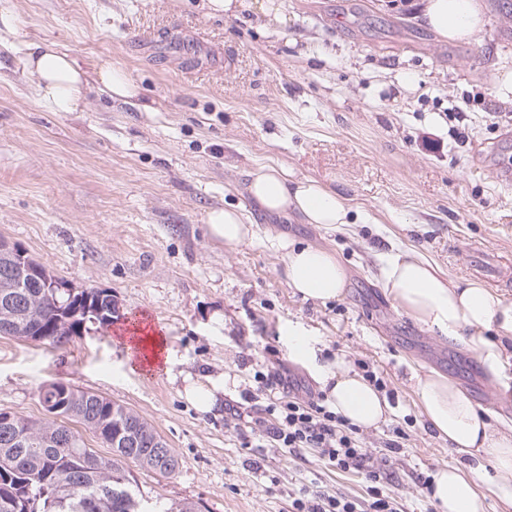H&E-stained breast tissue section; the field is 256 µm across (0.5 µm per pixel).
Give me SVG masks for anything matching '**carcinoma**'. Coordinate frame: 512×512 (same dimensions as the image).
I'll list each match as a JSON object with an SVG mask.
<instances>
[{"label": "carcinoma", "instance_id": "cac0c4a2", "mask_svg": "<svg viewBox=\"0 0 512 512\" xmlns=\"http://www.w3.org/2000/svg\"><path fill=\"white\" fill-rule=\"evenodd\" d=\"M41 292L16 261L0 255V325L9 324L13 335L59 348L92 326L112 325V294L105 289L60 292L38 303ZM38 400L47 413L61 407L65 420L0 410V512H199L194 502L153 504L137 494L124 461L167 475L179 468L175 450L139 413L62 381L40 386ZM71 422L110 452L88 447Z\"/></svg>", "mask_w": 512, "mask_h": 512}]
</instances>
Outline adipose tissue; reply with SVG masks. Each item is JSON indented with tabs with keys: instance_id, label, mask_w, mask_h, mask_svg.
Masks as SVG:
<instances>
[{
	"instance_id": "1",
	"label": "adipose tissue",
	"mask_w": 512,
	"mask_h": 512,
	"mask_svg": "<svg viewBox=\"0 0 512 512\" xmlns=\"http://www.w3.org/2000/svg\"><path fill=\"white\" fill-rule=\"evenodd\" d=\"M425 24L446 40L473 39L485 25L482 0H422ZM23 68L37 79V94L50 109L80 111L89 88L113 99L135 97L137 89L123 70L105 62L95 72L56 43H29ZM247 189L258 205L272 215L288 212L304 223H353L352 208L335 191L311 178H299L285 165H262L249 174ZM210 236L235 248L249 241L253 229L235 208L207 216ZM288 285L303 298L327 301L340 297L347 274L336 255L311 246L287 248L284 256ZM381 284L397 308L426 328L451 340L465 339L479 364L497 377L503 397H512V364L507 344L512 341V302L481 282L454 281L415 248L388 254L381 267ZM288 353L313 368L331 406L352 424L377 426L385 418L386 400L343 362L320 364L316 340L298 327L283 332ZM415 391L428 426L465 458L464 467L438 469L432 476L431 496L439 512H484L478 482L486 469L512 474V435L494 430L473 399L447 376L431 372L416 377Z\"/></svg>"
}]
</instances>
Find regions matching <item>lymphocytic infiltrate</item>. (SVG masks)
<instances>
[{
  "mask_svg": "<svg viewBox=\"0 0 512 512\" xmlns=\"http://www.w3.org/2000/svg\"><path fill=\"white\" fill-rule=\"evenodd\" d=\"M253 380L257 395L267 401L266 417L257 423L262 440L278 448H313L338 470L364 473L371 484L370 512H399L380 486L382 474L362 448L358 427L334 412L325 394L291 395L276 370L256 371Z\"/></svg>",
  "mask_w": 512,
  "mask_h": 512,
  "instance_id": "f902f5d3",
  "label": "lymphocytic infiltrate"
}]
</instances>
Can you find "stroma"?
<instances>
[{
    "instance_id": "obj_1",
    "label": "stroma",
    "mask_w": 512,
    "mask_h": 512,
    "mask_svg": "<svg viewBox=\"0 0 512 512\" xmlns=\"http://www.w3.org/2000/svg\"><path fill=\"white\" fill-rule=\"evenodd\" d=\"M243 0L213 17L206 0H0V238L79 288L111 291L113 323L63 347L0 338V409L40 418L38 388L61 381L142 415L174 448L171 476L126 462L149 501L201 512H291L301 488L370 501L363 474L316 450L255 439V371L274 367L295 393L320 392L288 355L284 329L319 339L320 358L373 370L389 405L360 442L401 512H428L419 477L459 460L427 426L414 377L438 371L512 434V400L462 343L395 308L381 258L414 247L448 278L475 279L512 300V0H484L475 39L445 41L413 0H281L284 23ZM55 41L86 69L110 62L138 86L114 100L90 92L80 112L41 105L19 61L25 43ZM283 163L318 180L363 221L327 227L272 216L248 174ZM241 209L255 236L229 248L207 214ZM336 254L342 297L303 299L282 274L275 240ZM164 326L170 365L130 370L114 336L135 316ZM223 379L208 413L184 379ZM398 452L387 444L395 429Z\"/></svg>"
}]
</instances>
